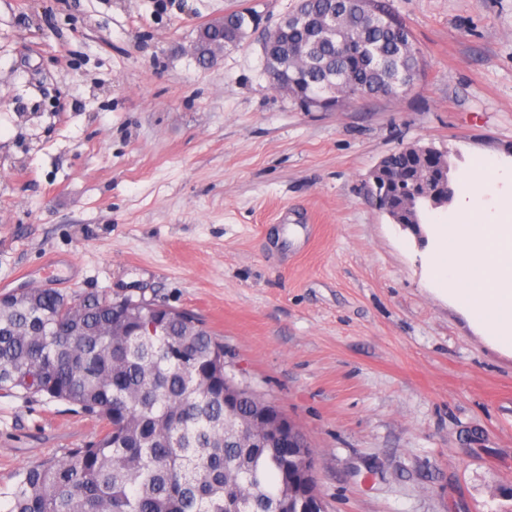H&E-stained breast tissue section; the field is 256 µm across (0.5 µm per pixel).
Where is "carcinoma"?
Here are the masks:
<instances>
[{"label":"carcinoma","mask_w":512,"mask_h":512,"mask_svg":"<svg viewBox=\"0 0 512 512\" xmlns=\"http://www.w3.org/2000/svg\"><path fill=\"white\" fill-rule=\"evenodd\" d=\"M249 8L224 13L200 36L238 49L250 37ZM283 40L288 95L302 106L338 110L366 88L408 92L423 55L391 0H298ZM393 177L429 172L392 153ZM159 322L152 335L141 326ZM22 391L79 407L98 439L22 469L9 512H325L297 449L236 439L264 399L254 388L224 402V345L202 318L166 312L143 298L68 295L24 288L0 301V391Z\"/></svg>","instance_id":"carcinoma-1"}]
</instances>
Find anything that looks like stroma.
I'll return each mask as SVG.
<instances>
[{
    "mask_svg": "<svg viewBox=\"0 0 512 512\" xmlns=\"http://www.w3.org/2000/svg\"><path fill=\"white\" fill-rule=\"evenodd\" d=\"M294 0H0V293L142 297L200 315L306 434L328 512H512V357L428 290L368 198L380 160L449 149L512 171V0H392L424 54L398 98L326 112L274 90L256 40H196ZM0 392V487L95 441ZM248 14L254 13L247 7L228 11L224 14V20L206 27L200 36L198 46L202 51V57H205V51L212 44H224L226 52L238 49L250 37L246 28Z\"/></svg>",
    "mask_w": 512,
    "mask_h": 512,
    "instance_id": "stroma-1",
    "label": "stroma"
}]
</instances>
